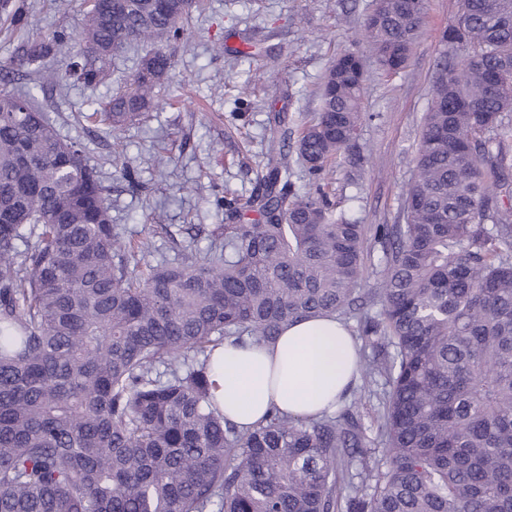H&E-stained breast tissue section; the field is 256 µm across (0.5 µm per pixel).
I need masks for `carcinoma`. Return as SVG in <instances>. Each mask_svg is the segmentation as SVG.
Returning a JSON list of instances; mask_svg holds the SVG:
<instances>
[{"label":"carcinoma","mask_w":512,"mask_h":512,"mask_svg":"<svg viewBox=\"0 0 512 512\" xmlns=\"http://www.w3.org/2000/svg\"><path fill=\"white\" fill-rule=\"evenodd\" d=\"M199 7L90 0L43 79L95 85L111 56L161 45L102 106L115 132L146 116L174 68L162 46ZM425 18L426 0H376L357 39L399 69ZM446 39L461 57L436 69L404 223L376 226L375 257L367 225L282 176L275 115L224 240L141 278L96 168L31 94L0 91V512H512V0H461ZM67 41L31 42L19 66ZM364 80L357 49L326 69L297 143L309 174L358 148ZM320 316L357 321L382 449L349 414L241 431L212 404L209 351Z\"/></svg>","instance_id":"obj_1"}]
</instances>
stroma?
<instances>
[{
  "mask_svg": "<svg viewBox=\"0 0 512 512\" xmlns=\"http://www.w3.org/2000/svg\"><path fill=\"white\" fill-rule=\"evenodd\" d=\"M0 12V88L36 89L37 102L61 139L77 143L108 189L110 216L122 237L143 241L145 261H177L183 247L209 250L224 224L223 200L247 199L263 171L268 116L281 112L280 136L295 147L319 108L318 88L336 56L353 48L372 0H204L184 41L169 44L170 82L155 91L149 116L118 133L88 121L101 102L136 72L150 43L108 63L106 78L41 86L16 66L22 46L56 34L78 36L83 0H12ZM460 0H427V15L406 68L387 74L366 59L363 163L344 155L323 182L298 165L291 179L323 187L335 211L361 224L403 221L414 154L431 103L437 63L452 48L443 38Z\"/></svg>",
  "mask_w": 512,
  "mask_h": 512,
  "instance_id": "obj_1",
  "label": "stroma"
}]
</instances>
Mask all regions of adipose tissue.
<instances>
[{
	"label": "adipose tissue",
	"instance_id": "obj_1",
	"mask_svg": "<svg viewBox=\"0 0 512 512\" xmlns=\"http://www.w3.org/2000/svg\"><path fill=\"white\" fill-rule=\"evenodd\" d=\"M354 340L335 317L303 319L271 342H225L210 356L211 399L249 429L271 409L292 416L334 410L355 379Z\"/></svg>",
	"mask_w": 512,
	"mask_h": 512
}]
</instances>
